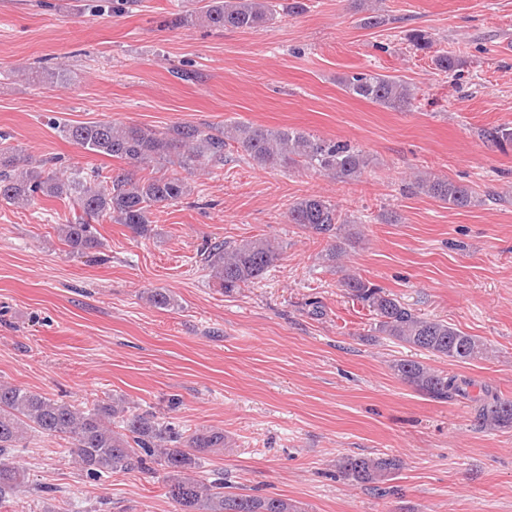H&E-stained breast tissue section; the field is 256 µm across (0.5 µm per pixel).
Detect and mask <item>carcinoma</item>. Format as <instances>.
<instances>
[{
	"instance_id": "obj_1",
	"label": "carcinoma",
	"mask_w": 512,
	"mask_h": 512,
	"mask_svg": "<svg viewBox=\"0 0 512 512\" xmlns=\"http://www.w3.org/2000/svg\"><path fill=\"white\" fill-rule=\"evenodd\" d=\"M191 13L176 14L171 24L179 27L254 30L266 26L277 14V0H201ZM418 51L433 48L431 35L419 29L407 34ZM346 93L379 106L400 110L411 103L413 92L404 80L380 73H354L342 80ZM61 137L81 149L123 160L138 169L153 168L136 178L127 169L109 176L97 170L59 166L47 160L33 166L21 158L19 148L0 133V202L26 206L43 194L65 197L74 220L57 227L61 241L71 252L95 258L99 247L94 224L109 218L139 237L150 231L151 207L174 204L191 192L183 179L159 172L166 164L189 175L211 173L224 166L233 148L240 149L262 169H312L345 179L360 177L370 165L365 151L342 140L322 138L293 128L271 129L263 125L229 121L220 127L181 123L165 131L135 124L92 121L54 123ZM493 146H512V129L484 131ZM413 186L454 208H470L478 199L471 187L439 177L418 175ZM288 223L305 233L334 240L322 260L334 268L347 253L356 234L345 231L350 221L336 205L319 195L301 198L288 207ZM282 246L267 237L215 241L200 251V263L226 295H232L263 277L281 259ZM340 285L350 298L374 315L372 331L433 357L471 363L488 356L490 346L442 319L422 317L396 296L384 292L356 274H346ZM146 301L158 309L176 305L175 298L158 289L147 292ZM394 374L417 391L437 399L470 396L471 383L434 370L418 361L398 359ZM480 404L479 423L486 429L512 428V400L497 395ZM30 431L63 436L74 446V461L92 480L155 464L163 472L165 495L174 512H300V507L281 497H261L224 491V478L200 480L195 470L201 456L226 448L218 429L184 431L165 416L152 411L135 412L114 398L84 410L19 386L0 383V503L15 496L28 483L27 473L16 461ZM340 469L352 482L372 485L392 480L402 468L393 456L347 455Z\"/></svg>"
}]
</instances>
